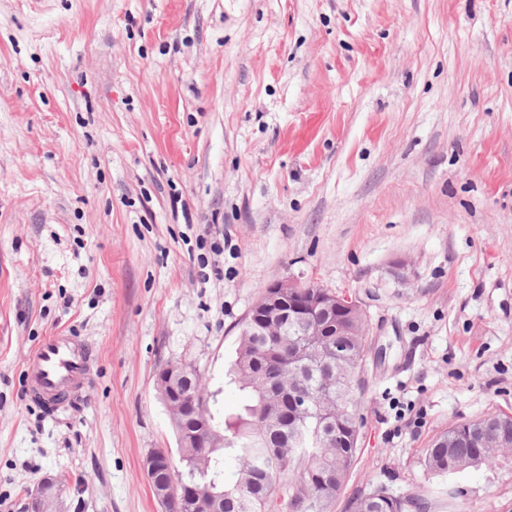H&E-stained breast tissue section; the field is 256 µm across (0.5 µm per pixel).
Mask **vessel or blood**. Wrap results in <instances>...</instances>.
Here are the masks:
<instances>
[{
  "label": "vessel or blood",
  "mask_w": 512,
  "mask_h": 512,
  "mask_svg": "<svg viewBox=\"0 0 512 512\" xmlns=\"http://www.w3.org/2000/svg\"><path fill=\"white\" fill-rule=\"evenodd\" d=\"M96 362V350L68 328L44 336L31 351L25 370L24 395L43 407L63 397L81 395Z\"/></svg>",
  "instance_id": "1"
}]
</instances>
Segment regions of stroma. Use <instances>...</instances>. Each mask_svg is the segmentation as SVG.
<instances>
[{
  "instance_id": "1",
  "label": "stroma",
  "mask_w": 512,
  "mask_h": 512,
  "mask_svg": "<svg viewBox=\"0 0 512 512\" xmlns=\"http://www.w3.org/2000/svg\"><path fill=\"white\" fill-rule=\"evenodd\" d=\"M288 279L367 318L329 512L379 484L512 512V452L424 465L512 413V0H0V512L46 478L66 512H162L158 371L236 412L241 325ZM59 327L98 358L50 415L23 378ZM498 448H485V442ZM510 448H506L509 447ZM512 450V414L488 413L448 428L427 448L425 466L439 475H453L469 467L490 464L499 452Z\"/></svg>"
}]
</instances>
